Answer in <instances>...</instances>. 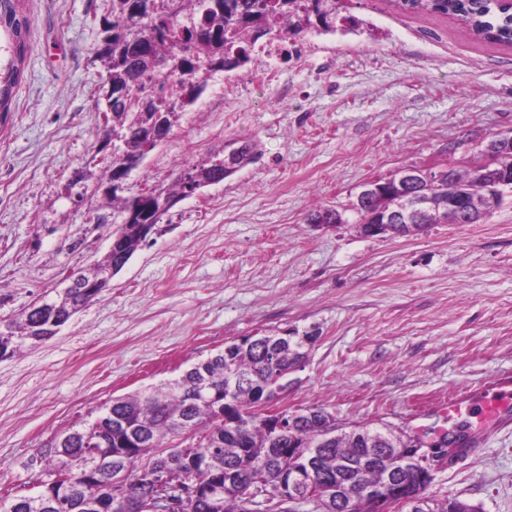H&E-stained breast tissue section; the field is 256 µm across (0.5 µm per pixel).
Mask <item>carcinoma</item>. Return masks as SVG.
<instances>
[{"instance_id": "obj_1", "label": "carcinoma", "mask_w": 512, "mask_h": 512, "mask_svg": "<svg viewBox=\"0 0 512 512\" xmlns=\"http://www.w3.org/2000/svg\"><path fill=\"white\" fill-rule=\"evenodd\" d=\"M23 0H0V35L11 60L0 68V115L12 111L15 88L21 81L28 52L30 21ZM404 11L458 17L478 38L512 44V15L495 0H397ZM336 18V0H112V19L104 20L105 37L97 54L104 60L108 111L103 125H112L120 142L116 153L103 159L98 187L114 179L115 166L124 158L143 154L145 113H166L171 133L176 116L194 104L216 72L244 69L259 57V43L290 42L313 30L312 17ZM164 65L137 68L148 59ZM157 88L159 101L138 103L145 85ZM225 149L235 153V166H218V155L189 165L215 183L251 164L258 154L253 138L230 139ZM483 166L452 177L439 186L442 196L456 201L457 220L466 222L473 186ZM206 187L185 182L183 174L168 186L158 185V197L143 204L117 190L105 193L112 208V240L132 257L155 233L157 211ZM116 252L107 253L89 271L71 274L74 287L52 299L41 298L16 318L0 319V358H9L27 343L47 340L46 330L64 324L93 302L115 276ZM316 340L311 333L246 336L202 359L181 374L157 385L120 396L92 410V415L54 433L38 448L40 470L34 493L6 492L0 512H153L163 494L157 477L183 478V463H200L192 480L219 489L204 492L184 504L182 512H240L244 496H253L255 512L264 502L277 512H297L277 505L282 476L302 471L313 493L309 512H344V503L360 490L386 479L413 478L411 466L397 463L405 436L387 426L341 428L323 442L332 414L309 408L295 414L293 426L279 434L268 428L258 412L265 396L277 397L305 347ZM107 448L114 470L126 472L122 484L110 470H96L97 452ZM421 484L423 512H482L458 498L437 500Z\"/></svg>"}]
</instances>
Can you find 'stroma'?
I'll use <instances>...</instances> for the list:
<instances>
[{
    "label": "stroma",
    "instance_id": "1",
    "mask_svg": "<svg viewBox=\"0 0 512 512\" xmlns=\"http://www.w3.org/2000/svg\"><path fill=\"white\" fill-rule=\"evenodd\" d=\"M29 50L0 118V316L55 297L108 251L112 227L67 196L98 171L112 0H24ZM302 54L213 75L128 179L170 184L186 165L253 137L258 159L183 199L110 285L49 340L0 359V491L31 486L54 432L112 397L176 377L246 336L317 332L275 401L338 421L470 437L428 492L512 512V194L478 224L368 237L360 186L397 171L484 164L512 131V45L458 19L342 0ZM331 208L343 221L314 224ZM503 399L481 417L486 389ZM470 399L449 419L440 408Z\"/></svg>",
    "mask_w": 512,
    "mask_h": 512
}]
</instances>
